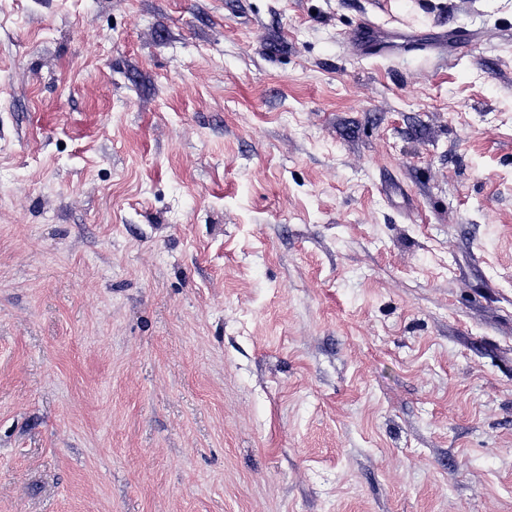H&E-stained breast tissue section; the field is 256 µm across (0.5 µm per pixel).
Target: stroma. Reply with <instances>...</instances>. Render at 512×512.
<instances>
[{
    "label": "stroma",
    "mask_w": 512,
    "mask_h": 512,
    "mask_svg": "<svg viewBox=\"0 0 512 512\" xmlns=\"http://www.w3.org/2000/svg\"><path fill=\"white\" fill-rule=\"evenodd\" d=\"M0 512H512V0H0Z\"/></svg>",
    "instance_id": "35a3bbf8"
}]
</instances>
